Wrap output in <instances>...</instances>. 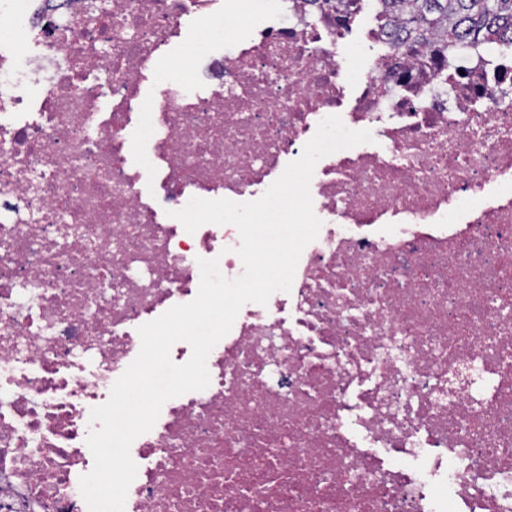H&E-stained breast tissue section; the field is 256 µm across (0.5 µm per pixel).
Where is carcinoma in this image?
<instances>
[{
    "instance_id": "obj_1",
    "label": "carcinoma",
    "mask_w": 512,
    "mask_h": 512,
    "mask_svg": "<svg viewBox=\"0 0 512 512\" xmlns=\"http://www.w3.org/2000/svg\"><path fill=\"white\" fill-rule=\"evenodd\" d=\"M405 38L441 35L448 44L494 42L512 34V0H383Z\"/></svg>"
}]
</instances>
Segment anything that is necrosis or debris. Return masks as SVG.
<instances>
[{
  "mask_svg": "<svg viewBox=\"0 0 512 512\" xmlns=\"http://www.w3.org/2000/svg\"><path fill=\"white\" fill-rule=\"evenodd\" d=\"M2 13L0 512H88L90 412L139 326L196 297L199 259L243 270L234 226L173 211L258 199L330 115L372 142L317 162L290 292L134 440L125 512H512L511 42L451 67L380 0ZM176 45L193 81L143 100Z\"/></svg>",
  "mask_w": 512,
  "mask_h": 512,
  "instance_id": "necrosis-or-debris-1",
  "label": "necrosis or debris"
}]
</instances>
